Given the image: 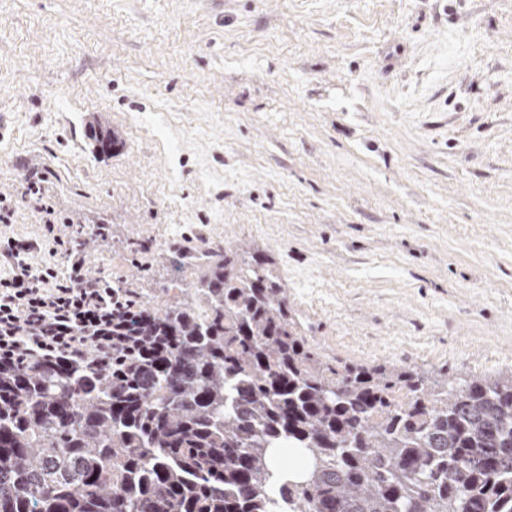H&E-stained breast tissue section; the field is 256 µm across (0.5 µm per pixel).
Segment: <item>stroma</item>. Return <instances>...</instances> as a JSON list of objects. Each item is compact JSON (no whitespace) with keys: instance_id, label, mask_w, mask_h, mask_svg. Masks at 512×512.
I'll return each instance as SVG.
<instances>
[{"instance_id":"35a3bbf8","label":"stroma","mask_w":512,"mask_h":512,"mask_svg":"<svg viewBox=\"0 0 512 512\" xmlns=\"http://www.w3.org/2000/svg\"><path fill=\"white\" fill-rule=\"evenodd\" d=\"M0 115L145 306L219 244L326 361L512 376V0H0Z\"/></svg>"}]
</instances>
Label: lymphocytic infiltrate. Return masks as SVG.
<instances>
[{"mask_svg":"<svg viewBox=\"0 0 512 512\" xmlns=\"http://www.w3.org/2000/svg\"><path fill=\"white\" fill-rule=\"evenodd\" d=\"M35 173L23 196L41 223L37 239L0 235V361L41 353L79 359L96 351L112 356V318L141 308L137 292L114 287L91 268L83 253V229L56 211Z\"/></svg>","mask_w":512,"mask_h":512,"instance_id":"obj_1","label":"lymphocytic infiltrate"}]
</instances>
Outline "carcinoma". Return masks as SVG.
I'll return each mask as SVG.
<instances>
[{
    "label": "carcinoma",
    "instance_id": "carcinoma-1",
    "mask_svg": "<svg viewBox=\"0 0 512 512\" xmlns=\"http://www.w3.org/2000/svg\"><path fill=\"white\" fill-rule=\"evenodd\" d=\"M201 261L197 302L113 321L112 362L0 366V512H512V380L335 366L264 255ZM283 451L280 448H271L272 466L275 469H288V480L298 481L306 475V459L295 449L289 448L288 455L284 458L285 468L282 463Z\"/></svg>",
    "mask_w": 512,
    "mask_h": 512
}]
</instances>
